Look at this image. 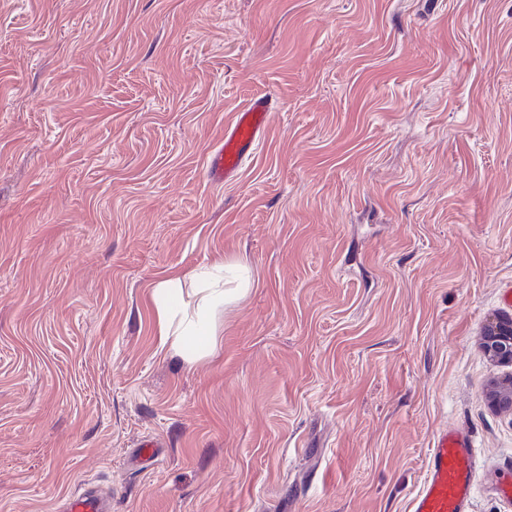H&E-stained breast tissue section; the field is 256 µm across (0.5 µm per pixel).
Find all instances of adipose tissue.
<instances>
[{
  "mask_svg": "<svg viewBox=\"0 0 512 512\" xmlns=\"http://www.w3.org/2000/svg\"><path fill=\"white\" fill-rule=\"evenodd\" d=\"M248 281L240 266L216 262L159 281L152 294L162 345L179 352L188 363L212 356L218 346V309L243 298Z\"/></svg>",
  "mask_w": 512,
  "mask_h": 512,
  "instance_id": "1",
  "label": "adipose tissue"
}]
</instances>
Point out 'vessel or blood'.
Returning <instances> with one entry per match:
<instances>
[{
	"label": "vessel or blood",
	"mask_w": 512,
	"mask_h": 512,
	"mask_svg": "<svg viewBox=\"0 0 512 512\" xmlns=\"http://www.w3.org/2000/svg\"><path fill=\"white\" fill-rule=\"evenodd\" d=\"M273 119L272 101L263 94L250 97L224 127V137L210 153L207 175L217 184L232 183L242 164L254 153ZM476 453L467 430L451 425L433 442L427 472L411 501V512H465L474 488ZM64 512H112L110 500L81 489L64 502Z\"/></svg>",
	"instance_id": "obj_1"
}]
</instances>
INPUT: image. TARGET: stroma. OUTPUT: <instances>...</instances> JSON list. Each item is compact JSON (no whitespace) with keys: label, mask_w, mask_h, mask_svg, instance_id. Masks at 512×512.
Masks as SVG:
<instances>
[{"label":"stroma","mask_w":512,"mask_h":512,"mask_svg":"<svg viewBox=\"0 0 512 512\" xmlns=\"http://www.w3.org/2000/svg\"><path fill=\"white\" fill-rule=\"evenodd\" d=\"M223 259L251 289L190 365L152 287ZM509 289L512 0H0V512H409L449 425L512 512ZM272 101L263 94L250 97L224 126V138L210 153L207 175L216 184H230L239 175L242 164L254 153L273 119ZM484 354L501 366H512V317H497L485 328L481 342ZM491 406L500 412L512 414V373L494 379L488 389ZM63 506L65 512H112L110 500L89 489L74 491Z\"/></svg>","instance_id":"obj_1"}]
</instances>
